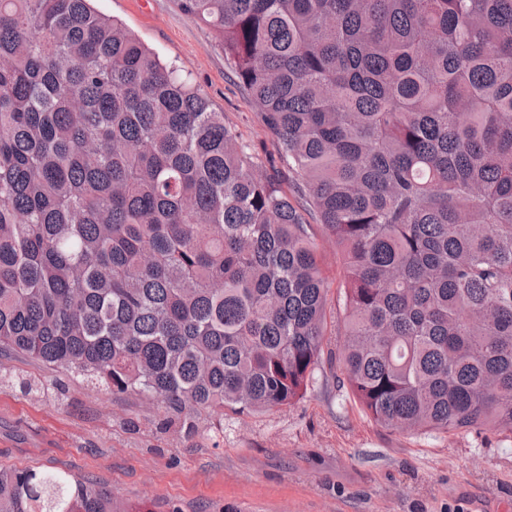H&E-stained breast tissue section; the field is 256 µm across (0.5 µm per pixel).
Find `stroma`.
Listing matches in <instances>:
<instances>
[{
  "label": "stroma",
  "mask_w": 512,
  "mask_h": 512,
  "mask_svg": "<svg viewBox=\"0 0 512 512\" xmlns=\"http://www.w3.org/2000/svg\"><path fill=\"white\" fill-rule=\"evenodd\" d=\"M207 97L260 164L275 137L224 61L212 27L176 0H96ZM36 374L62 399L0 383V467L60 471L111 489L125 512H512V439L382 427L324 360L291 405L202 417L194 435L154 427L155 402ZM141 422L130 432L128 419Z\"/></svg>",
  "instance_id": "35a3bbf8"
}]
</instances>
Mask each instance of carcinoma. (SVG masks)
Listing matches in <instances>:
<instances>
[{
  "mask_svg": "<svg viewBox=\"0 0 512 512\" xmlns=\"http://www.w3.org/2000/svg\"><path fill=\"white\" fill-rule=\"evenodd\" d=\"M92 0H0V357L154 400L288 406L338 356L401 431L512 434V0H179L296 175ZM0 512H112L0 468ZM314 229L316 242L318 243L325 258L326 275L331 283L328 292L329 307H331V311L334 313L333 315H336V326H334L335 323L328 321L326 338H331V347H333L334 342L336 345V340L334 341V339H336V334L340 325L337 321V316H339V308L342 307V301L340 300L342 297L338 288V283L341 278V263L336 252V245L322 232L320 226L314 225Z\"/></svg>",
  "mask_w": 512,
  "mask_h": 512,
  "instance_id": "1",
  "label": "carcinoma"
}]
</instances>
